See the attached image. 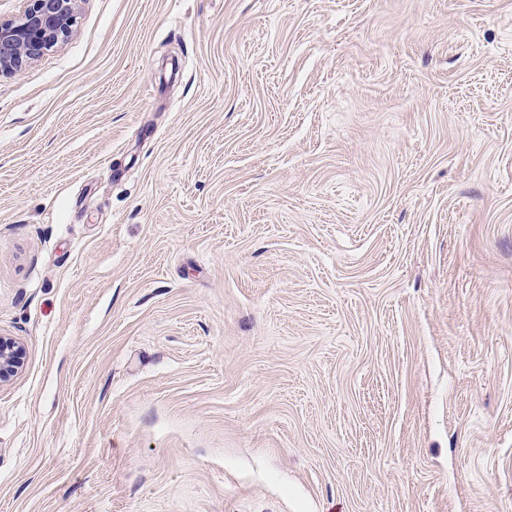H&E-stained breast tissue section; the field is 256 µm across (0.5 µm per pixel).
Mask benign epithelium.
<instances>
[{
    "label": "benign epithelium",
    "mask_w": 512,
    "mask_h": 512,
    "mask_svg": "<svg viewBox=\"0 0 512 512\" xmlns=\"http://www.w3.org/2000/svg\"><path fill=\"white\" fill-rule=\"evenodd\" d=\"M13 19H0V73L17 74L41 59L75 32L83 0H23ZM22 345L0 336V384L20 367Z\"/></svg>",
    "instance_id": "1"
}]
</instances>
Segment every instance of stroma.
Returning a JSON list of instances; mask_svg holds the SVG:
<instances>
[{"mask_svg": "<svg viewBox=\"0 0 512 512\" xmlns=\"http://www.w3.org/2000/svg\"><path fill=\"white\" fill-rule=\"evenodd\" d=\"M0 336V512H512V0H83ZM22 355L23 347L18 341L0 336V384L17 372Z\"/></svg>", "mask_w": 512, "mask_h": 512, "instance_id": "1", "label": "stroma"}]
</instances>
